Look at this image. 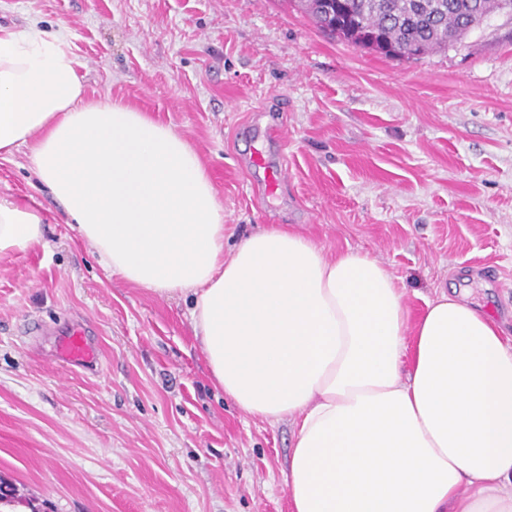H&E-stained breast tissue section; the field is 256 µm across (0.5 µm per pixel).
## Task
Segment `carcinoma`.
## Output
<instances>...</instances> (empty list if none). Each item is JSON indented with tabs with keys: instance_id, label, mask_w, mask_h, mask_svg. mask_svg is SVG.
I'll return each instance as SVG.
<instances>
[{
	"instance_id": "cac0c4a2",
	"label": "carcinoma",
	"mask_w": 512,
	"mask_h": 512,
	"mask_svg": "<svg viewBox=\"0 0 512 512\" xmlns=\"http://www.w3.org/2000/svg\"><path fill=\"white\" fill-rule=\"evenodd\" d=\"M322 31L361 46L367 39L386 43L401 53L411 48L429 54L461 41L469 32L468 0H332L334 13L321 0H295ZM484 13L512 15V0H482Z\"/></svg>"
}]
</instances>
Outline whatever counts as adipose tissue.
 <instances>
[{
    "label": "adipose tissue",
    "mask_w": 512,
    "mask_h": 512,
    "mask_svg": "<svg viewBox=\"0 0 512 512\" xmlns=\"http://www.w3.org/2000/svg\"><path fill=\"white\" fill-rule=\"evenodd\" d=\"M64 28L0 26V155L39 180L103 268L190 297L213 385L291 421L290 512H512V336L466 291L411 317L376 259L284 224L224 243L190 142L88 99ZM44 243L37 203L0 200V258Z\"/></svg>",
    "instance_id": "obj_1"
}]
</instances>
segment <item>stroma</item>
I'll return each instance as SVG.
<instances>
[{"mask_svg": "<svg viewBox=\"0 0 512 512\" xmlns=\"http://www.w3.org/2000/svg\"><path fill=\"white\" fill-rule=\"evenodd\" d=\"M68 32L88 98L184 136L225 243L285 224L378 260L412 316L443 288L512 320V17L419 59L322 32L289 0H0V24ZM288 178L250 164L268 129ZM0 198L40 204L46 247L0 260V478L36 512H289L293 425L211 381L189 305L106 271L32 169ZM80 328L100 365L64 360Z\"/></svg>", "mask_w": 512, "mask_h": 512, "instance_id": "obj_1", "label": "stroma"}]
</instances>
